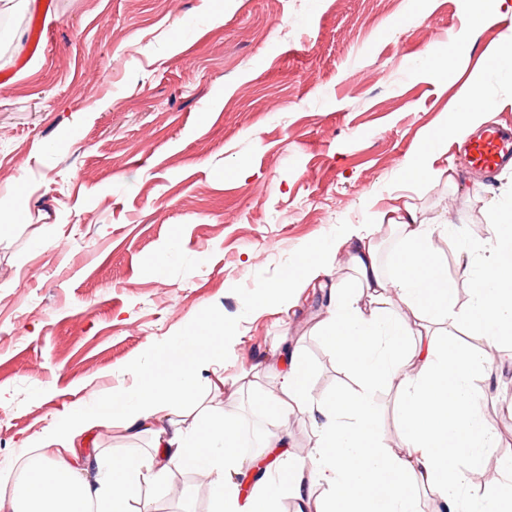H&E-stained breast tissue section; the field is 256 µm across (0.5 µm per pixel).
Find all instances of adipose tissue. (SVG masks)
Returning <instances> with one entry per match:
<instances>
[{
  "label": "adipose tissue",
  "instance_id": "obj_1",
  "mask_svg": "<svg viewBox=\"0 0 512 512\" xmlns=\"http://www.w3.org/2000/svg\"><path fill=\"white\" fill-rule=\"evenodd\" d=\"M463 50L460 44L434 45L425 61L438 78L459 82L455 110L459 124L469 126L499 108L490 81L512 85V34L465 77L454 66ZM383 221L401 241L395 274L384 273L375 239L349 241L359 291L337 298L320 324L328 349L357 372L359 390L314 396L309 367L293 356L276 391L262 401L275 419L309 411L319 432L317 447L266 468L241 494L238 475L287 447L288 440L281 431H268L247 457L238 451L236 424L223 413L203 406L186 421L184 405L197 400L201 373H208L215 389L224 386V349L232 331L208 315L152 365L129 363L137 375L132 387L92 394L49 429L24 437L27 461L0 469V512H154L148 489L170 482L178 468L209 485L212 512H279L284 492L297 501V512H418L419 486L437 496L446 512H512V486L500 478L490 481L482 498L464 494L468 471L480 470L494 440L473 387L485 368L478 353L438 343L433 329L449 320L461 324L465 335L487 341L512 335V210H494L489 250L465 249L457 256L463 272L475 276L463 311L456 308L454 281L432 252L437 224L419 219L409 204ZM363 293L378 309L361 305ZM393 302L399 313L389 312ZM394 380L404 426L399 455L386 452L374 432L372 392ZM116 426L131 437L151 434V448L108 459L87 450L94 433ZM315 480L327 487L323 499L312 495Z\"/></svg>",
  "mask_w": 512,
  "mask_h": 512
}]
</instances>
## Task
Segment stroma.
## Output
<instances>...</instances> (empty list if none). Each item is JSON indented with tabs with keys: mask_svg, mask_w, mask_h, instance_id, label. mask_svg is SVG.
<instances>
[{
	"mask_svg": "<svg viewBox=\"0 0 512 512\" xmlns=\"http://www.w3.org/2000/svg\"><path fill=\"white\" fill-rule=\"evenodd\" d=\"M469 0H20L0 30V201L23 198L0 223V467L20 438L42 432L93 392L131 386L127 362L157 353L208 313L234 326L222 390L199 387L226 420L281 427L289 448L316 445L309 414L281 421L257 405L285 349L312 368L315 396L356 389L357 375L323 343L319 321L337 290L354 289L342 249L325 273L274 310L258 308L310 249L350 232L376 238L384 272L401 247L378 215L414 205L454 222L432 250L467 308L461 243L487 245L493 209L512 201V165L482 178L460 160L465 128L447 123L454 85L421 57L463 39L459 63L481 65L512 16L475 29ZM368 68L372 83H356ZM277 99L278 110L267 108ZM434 170L473 186L403 181L401 170L440 124ZM261 194H253L254 185ZM489 380L482 416L512 458V342L464 337ZM399 389L378 387L376 431L401 453ZM192 472L153 491L155 512H200Z\"/></svg>",
	"mask_w": 512,
	"mask_h": 512,
	"instance_id": "35a3bbf8",
	"label": "stroma"
}]
</instances>
